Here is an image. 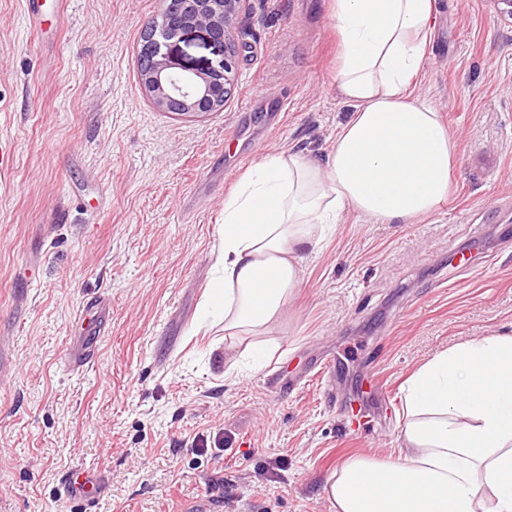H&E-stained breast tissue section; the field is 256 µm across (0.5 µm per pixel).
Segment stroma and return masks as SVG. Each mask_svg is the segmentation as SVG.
Segmentation results:
<instances>
[{
    "mask_svg": "<svg viewBox=\"0 0 512 512\" xmlns=\"http://www.w3.org/2000/svg\"><path fill=\"white\" fill-rule=\"evenodd\" d=\"M44 2L36 32L0 0V512H73L72 470L98 488L90 512H332L341 461L396 456L411 373L512 333V20L436 0L413 93L459 139L452 195L412 224L344 214L306 259L282 356L228 379L224 324L202 317L224 198L258 155L325 161L350 117L331 0H241L234 92L199 117L141 84L160 0ZM92 298L109 318L73 374ZM100 328L89 332L86 336L85 344L80 348L70 349L68 351L69 365L73 369H83L86 365H89L96 354V342L97 339L94 336H99Z\"/></svg>",
    "mask_w": 512,
    "mask_h": 512,
    "instance_id": "35a3bbf8",
    "label": "stroma"
}]
</instances>
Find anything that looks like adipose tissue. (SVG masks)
<instances>
[{"mask_svg":"<svg viewBox=\"0 0 512 512\" xmlns=\"http://www.w3.org/2000/svg\"><path fill=\"white\" fill-rule=\"evenodd\" d=\"M338 97L353 107L326 165L261 156L224 200V254L210 291L224 348L263 368L265 344L303 280L305 260L344 211L378 224L438 212L458 143L411 86L435 27L434 0H332ZM401 451L356 455L324 488L333 512H512V335L444 350L404 385Z\"/></svg>","mask_w":512,"mask_h":512,"instance_id":"adipose-tissue-1","label":"adipose tissue"}]
</instances>
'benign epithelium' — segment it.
Listing matches in <instances>:
<instances>
[{
    "label": "benign epithelium",
    "mask_w": 512,
    "mask_h": 512,
    "mask_svg": "<svg viewBox=\"0 0 512 512\" xmlns=\"http://www.w3.org/2000/svg\"><path fill=\"white\" fill-rule=\"evenodd\" d=\"M240 0H162L160 21L148 30L138 52L140 79L154 105L165 112L200 116L224 107L233 93L239 51L235 20ZM201 29L214 59L203 68L183 62L174 48Z\"/></svg>",
    "instance_id": "7a95c632"
}]
</instances>
